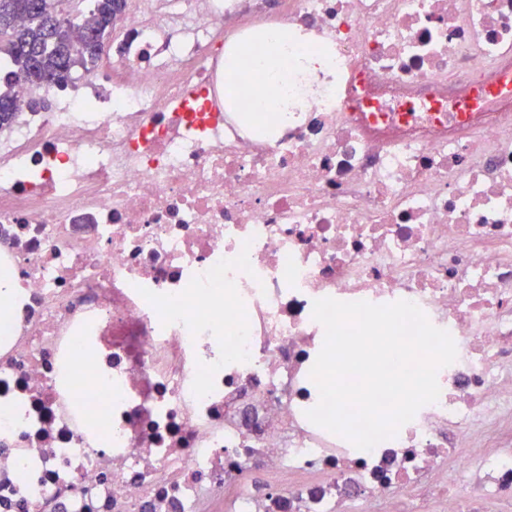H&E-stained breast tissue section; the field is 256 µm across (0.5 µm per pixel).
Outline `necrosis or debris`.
Returning a JSON list of instances; mask_svg holds the SVG:
<instances>
[{
    "label": "necrosis or debris",
    "instance_id": "necrosis-or-debris-1",
    "mask_svg": "<svg viewBox=\"0 0 512 512\" xmlns=\"http://www.w3.org/2000/svg\"><path fill=\"white\" fill-rule=\"evenodd\" d=\"M288 26L329 65L224 99ZM0 129V512H512V0H129ZM415 303L440 395L306 417L316 299Z\"/></svg>",
    "mask_w": 512,
    "mask_h": 512
}]
</instances>
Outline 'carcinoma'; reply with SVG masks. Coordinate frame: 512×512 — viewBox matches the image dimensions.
<instances>
[{"label":"carcinoma","instance_id":"cac0c4a2","mask_svg":"<svg viewBox=\"0 0 512 512\" xmlns=\"http://www.w3.org/2000/svg\"><path fill=\"white\" fill-rule=\"evenodd\" d=\"M117 2L90 0L82 33L76 38L72 35L73 22L55 16L50 0H0V58L7 60L14 75L33 90V95L22 101L11 85L0 89V129L25 108H45L42 92L64 86L77 70L89 72L94 68L120 21Z\"/></svg>","mask_w":512,"mask_h":512}]
</instances>
